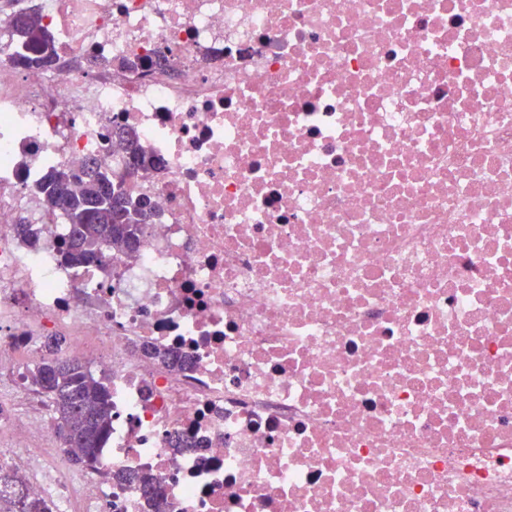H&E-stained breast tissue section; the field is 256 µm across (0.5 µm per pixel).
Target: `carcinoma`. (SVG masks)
Listing matches in <instances>:
<instances>
[{
	"instance_id": "1",
	"label": "carcinoma",
	"mask_w": 512,
	"mask_h": 512,
	"mask_svg": "<svg viewBox=\"0 0 512 512\" xmlns=\"http://www.w3.org/2000/svg\"><path fill=\"white\" fill-rule=\"evenodd\" d=\"M6 24L17 46L19 66H56L53 39L38 19L36 7L11 17ZM88 171L86 165L55 166L37 185V192L60 208L70 225L61 256L72 267L91 264L92 256L104 245L127 249L139 235L140 225L154 219L152 211L142 207L143 198L128 193L122 181L110 176L108 168L95 165L94 177ZM68 349L65 337H45L39 362L28 371L26 380L50 400L58 430H68L71 437L69 441L61 440V445L71 462L84 468L97 460L111 432L112 392L83 361L69 356ZM116 478L137 482L152 500L155 512H162L160 488L153 476L122 473ZM22 485L14 470L0 465V512H43V505L28 495L18 500L16 489Z\"/></svg>"
}]
</instances>
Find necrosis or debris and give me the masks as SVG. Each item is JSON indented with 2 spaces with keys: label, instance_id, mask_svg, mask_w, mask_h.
I'll list each match as a JSON object with an SVG mask.
<instances>
[{
  "label": "necrosis or debris",
  "instance_id": "4bbe7bcc",
  "mask_svg": "<svg viewBox=\"0 0 512 512\" xmlns=\"http://www.w3.org/2000/svg\"><path fill=\"white\" fill-rule=\"evenodd\" d=\"M40 15L55 71L0 36V449L45 512H151L115 479L142 470L165 512H512V0ZM121 130L160 162L126 185L158 216L66 265L31 190L126 170ZM56 335L112 386L81 472L21 373Z\"/></svg>",
  "mask_w": 512,
  "mask_h": 512
}]
</instances>
